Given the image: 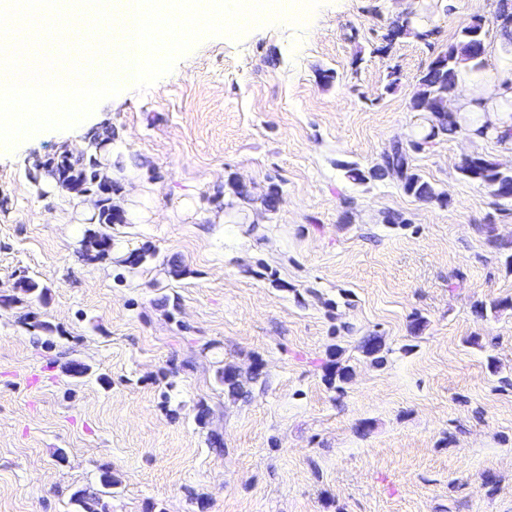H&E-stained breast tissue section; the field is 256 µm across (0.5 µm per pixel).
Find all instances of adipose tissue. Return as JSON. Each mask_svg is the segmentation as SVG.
<instances>
[{
    "mask_svg": "<svg viewBox=\"0 0 512 512\" xmlns=\"http://www.w3.org/2000/svg\"><path fill=\"white\" fill-rule=\"evenodd\" d=\"M508 41L498 38L487 45L485 56L493 70L473 72L470 65L458 71V92L451 102L457 118L477 117L479 124L504 135L512 148V57L506 52Z\"/></svg>",
    "mask_w": 512,
    "mask_h": 512,
    "instance_id": "1",
    "label": "adipose tissue"
}]
</instances>
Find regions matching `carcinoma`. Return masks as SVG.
<instances>
[{"label": "carcinoma", "mask_w": 512, "mask_h": 512, "mask_svg": "<svg viewBox=\"0 0 512 512\" xmlns=\"http://www.w3.org/2000/svg\"><path fill=\"white\" fill-rule=\"evenodd\" d=\"M494 16H506L507 22H500L497 27L504 36H512V0H498ZM485 42L483 31V18L474 19L464 27L456 42L448 49L438 54L441 66H428L417 82L416 91L410 101V107L420 112L431 122L429 134L420 137L412 135L406 142L396 141L386 151L381 163L365 172L356 163L345 165L348 178L356 182L367 179H382L386 176H395L401 183L406 194L425 202L440 200V194L434 185L416 173L411 164V153L423 150L424 145L440 137H451L467 129V126L448 114V98L457 92V67L461 61H469L473 68L480 70L483 67L482 55L477 46ZM45 167L56 178L61 186L77 190L81 193L96 192L100 197L98 223L111 225L121 222V217L114 212L110 205L112 183L100 175L98 162L94 155L73 156L67 152L48 160ZM461 174L475 182L491 189L494 196L500 198L512 193V170L507 171L482 154H475L471 159L458 166ZM362 352L373 357L374 362H384V348L381 337L367 336L360 344ZM220 380L227 387L229 394L238 396L242 391V374L226 368L220 372ZM115 480L112 471L105 469L100 474L102 489L97 492H88L80 489L73 493L72 500L81 508L82 512H107V505L103 495L112 488Z\"/></svg>", "instance_id": "obj_1"}]
</instances>
